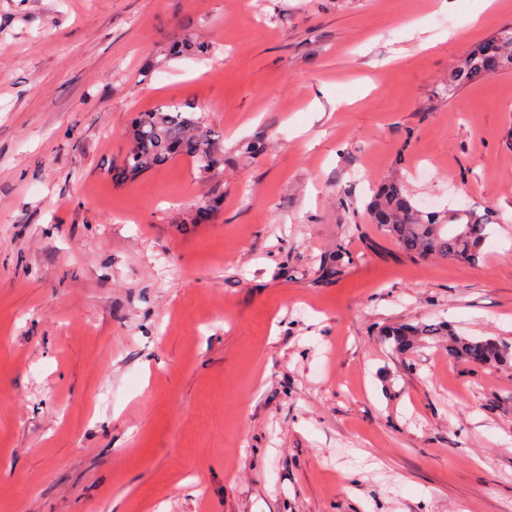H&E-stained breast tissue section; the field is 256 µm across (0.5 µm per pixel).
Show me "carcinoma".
<instances>
[{
	"mask_svg": "<svg viewBox=\"0 0 512 512\" xmlns=\"http://www.w3.org/2000/svg\"><path fill=\"white\" fill-rule=\"evenodd\" d=\"M210 53L209 45L188 35L173 43L170 53ZM512 71V26L475 47L451 72L450 82L474 83L489 75ZM131 145L121 161L112 166V180L121 184L156 169L179 155L192 159L202 182L223 164V136L194 117L192 112L167 105L140 112L129 133ZM371 223L410 257L423 260L436 257L474 264L481 258L485 229L498 223L497 212L489 207L483 214L465 209H450L442 214L419 209L399 180L379 185L367 205ZM396 351H409L418 336L434 340L448 337V355L470 361L479 357L484 365L512 361V344L494 338L458 336L439 322L386 331Z\"/></svg>",
	"mask_w": 512,
	"mask_h": 512,
	"instance_id": "carcinoma-1",
	"label": "carcinoma"
}]
</instances>
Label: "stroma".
Returning a JSON list of instances; mask_svg holds the SVG:
<instances>
[{"label":"stroma","instance_id":"1","mask_svg":"<svg viewBox=\"0 0 512 512\" xmlns=\"http://www.w3.org/2000/svg\"><path fill=\"white\" fill-rule=\"evenodd\" d=\"M477 6L0 0V512H512V364L385 336L512 343V72L448 86L512 25ZM172 103L223 133L212 181L114 183ZM389 179L496 210L484 261L402 253ZM385 336L394 340L397 352L409 351L414 339L429 338L435 340L448 336V355L471 362L480 357L482 365H495L512 361V344L494 338H469L458 336L444 322L424 324L415 327L393 328L385 332Z\"/></svg>","mask_w":512,"mask_h":512}]
</instances>
